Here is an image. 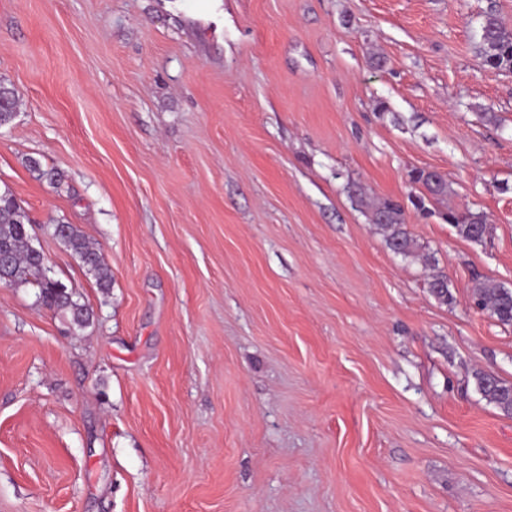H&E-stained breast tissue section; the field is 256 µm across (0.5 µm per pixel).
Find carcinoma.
Returning a JSON list of instances; mask_svg holds the SVG:
<instances>
[{
    "label": "carcinoma",
    "instance_id": "carcinoma-1",
    "mask_svg": "<svg viewBox=\"0 0 512 512\" xmlns=\"http://www.w3.org/2000/svg\"><path fill=\"white\" fill-rule=\"evenodd\" d=\"M481 43L486 52V61L496 69L512 70V28L507 27L494 11L484 15L481 25ZM19 104L17 92L0 85V112H14ZM410 181L421 184L433 196L447 194V183L438 172L428 173L416 169L409 174ZM445 220L457 234L470 241H480L489 233L490 225L484 214L470 209H450ZM372 221L383 233L386 245L396 254L409 256L414 253V241L405 228V216L401 205L393 199L379 201L372 208ZM31 220L12 193H0V251L5 261L0 264V284L20 288L32 285L39 289L41 304L49 309L70 315L71 322L83 327L90 322V311L78 300L71 289L58 291L60 281L46 274L44 254L31 247L29 232ZM53 234L59 238L81 261L95 278L98 288L107 291L112 286V272L104 264L99 253L72 224L58 221ZM475 304L491 312L505 325H512V289L490 282H480L474 292ZM478 390L489 403L503 414L512 413V384L487 373H475Z\"/></svg>",
    "mask_w": 512,
    "mask_h": 512
}]
</instances>
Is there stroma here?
Segmentation results:
<instances>
[{
  "label": "stroma",
  "instance_id": "35a3bbf8",
  "mask_svg": "<svg viewBox=\"0 0 512 512\" xmlns=\"http://www.w3.org/2000/svg\"><path fill=\"white\" fill-rule=\"evenodd\" d=\"M490 10L512 28V0H0V192L93 311L0 285V512H512V416L474 379L512 382V326L472 303L512 289ZM385 197L418 258L370 223ZM409 177L412 183L423 185L433 196L447 194V183L438 172L426 173L424 169H416L410 172ZM444 218L460 237L470 241H481L490 230L485 215L470 209H448ZM53 234L79 258L83 266L95 278L98 288L102 291H108L111 288V270L74 225L57 221L53 227Z\"/></svg>",
  "mask_w": 512,
  "mask_h": 512
}]
</instances>
